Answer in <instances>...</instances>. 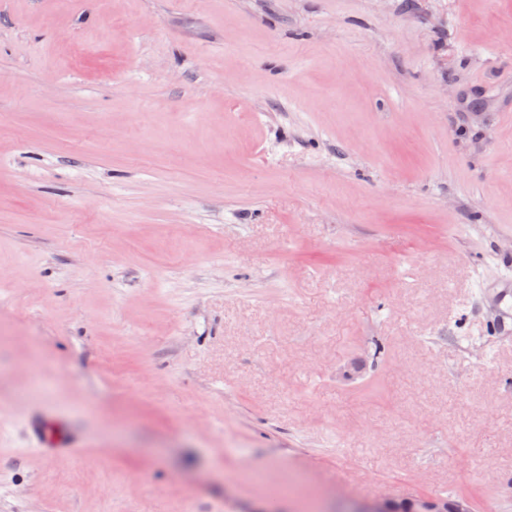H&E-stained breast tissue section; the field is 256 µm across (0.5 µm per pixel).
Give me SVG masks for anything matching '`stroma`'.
<instances>
[{
    "instance_id": "1",
    "label": "stroma",
    "mask_w": 512,
    "mask_h": 512,
    "mask_svg": "<svg viewBox=\"0 0 512 512\" xmlns=\"http://www.w3.org/2000/svg\"><path fill=\"white\" fill-rule=\"evenodd\" d=\"M507 282L512 0H0V512H512Z\"/></svg>"
}]
</instances>
